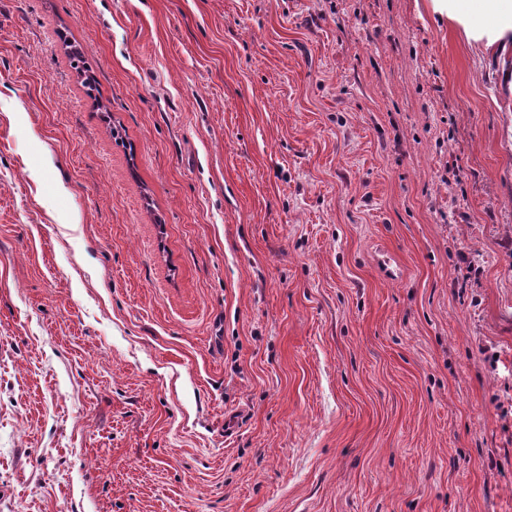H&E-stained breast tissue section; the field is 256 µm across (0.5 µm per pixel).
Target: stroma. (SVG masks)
<instances>
[{"instance_id": "35a3bbf8", "label": "stroma", "mask_w": 512, "mask_h": 512, "mask_svg": "<svg viewBox=\"0 0 512 512\" xmlns=\"http://www.w3.org/2000/svg\"><path fill=\"white\" fill-rule=\"evenodd\" d=\"M508 66L431 0H0V512H512Z\"/></svg>"}]
</instances>
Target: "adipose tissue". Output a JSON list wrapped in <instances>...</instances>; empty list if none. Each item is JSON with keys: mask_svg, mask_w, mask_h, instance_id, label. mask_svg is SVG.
I'll return each mask as SVG.
<instances>
[{"mask_svg": "<svg viewBox=\"0 0 512 512\" xmlns=\"http://www.w3.org/2000/svg\"><path fill=\"white\" fill-rule=\"evenodd\" d=\"M467 42L487 47L512 45V0H432Z\"/></svg>", "mask_w": 512, "mask_h": 512, "instance_id": "1", "label": "adipose tissue"}]
</instances>
